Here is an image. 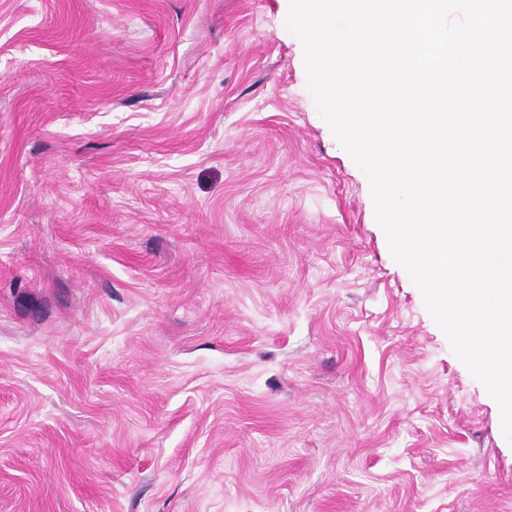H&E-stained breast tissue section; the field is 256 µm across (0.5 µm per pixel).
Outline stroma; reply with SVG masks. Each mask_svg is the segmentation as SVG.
Segmentation results:
<instances>
[{"instance_id":"1","label":"stroma","mask_w":512,"mask_h":512,"mask_svg":"<svg viewBox=\"0 0 512 512\" xmlns=\"http://www.w3.org/2000/svg\"><path fill=\"white\" fill-rule=\"evenodd\" d=\"M288 6L0 0V512H512Z\"/></svg>"}]
</instances>
